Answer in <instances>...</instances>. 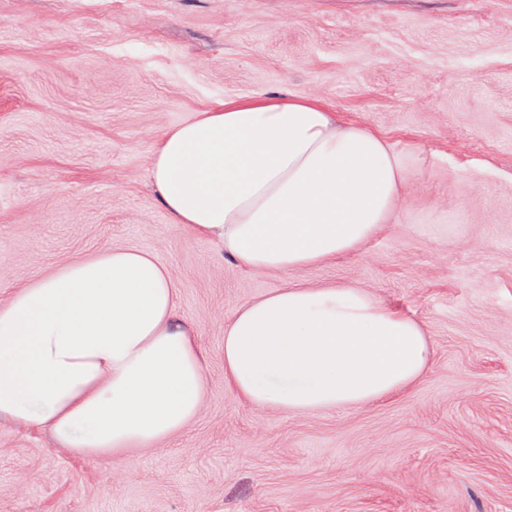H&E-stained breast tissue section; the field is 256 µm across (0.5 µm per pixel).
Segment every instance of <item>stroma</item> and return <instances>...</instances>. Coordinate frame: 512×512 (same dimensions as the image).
<instances>
[{
	"instance_id": "stroma-1",
	"label": "stroma",
	"mask_w": 512,
	"mask_h": 512,
	"mask_svg": "<svg viewBox=\"0 0 512 512\" xmlns=\"http://www.w3.org/2000/svg\"><path fill=\"white\" fill-rule=\"evenodd\" d=\"M257 92L384 134L406 163L393 223L286 276L173 224L155 146ZM115 245L169 267L203 409L108 469L0 421V512H512V0H0V300ZM290 283L415 318L431 367L357 409L244 403L224 324Z\"/></svg>"
}]
</instances>
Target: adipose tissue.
Here are the masks:
<instances>
[{"mask_svg":"<svg viewBox=\"0 0 512 512\" xmlns=\"http://www.w3.org/2000/svg\"><path fill=\"white\" fill-rule=\"evenodd\" d=\"M149 179L173 223L241 266L286 275L391 223L404 162L317 99L256 94L171 126ZM431 363L420 322L350 285L291 284L224 326V377L259 409L362 407ZM207 388L206 353L150 253L71 258L0 303V419L49 432L73 456L109 466L162 447L197 418Z\"/></svg>","mask_w":512,"mask_h":512,"instance_id":"obj_1","label":"adipose tissue"}]
</instances>
